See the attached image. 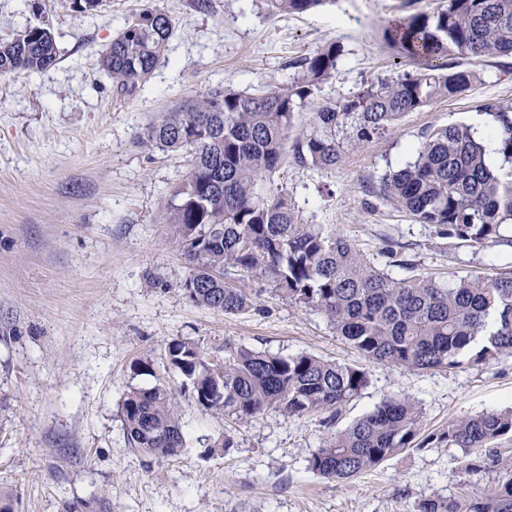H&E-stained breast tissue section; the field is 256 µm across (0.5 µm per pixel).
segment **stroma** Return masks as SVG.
<instances>
[{
    "mask_svg": "<svg viewBox=\"0 0 512 512\" xmlns=\"http://www.w3.org/2000/svg\"><path fill=\"white\" fill-rule=\"evenodd\" d=\"M153 0H112L96 14L70 0H42L59 63L0 81V487L16 512H64L109 501L112 512H414L424 497L454 498L512 477V441L501 465L458 471L456 448L408 450L359 478L323 479L306 460L327 433L322 417L266 413L231 426L195 401L170 369L169 344L187 338L211 355L228 340L283 355L310 353L346 364L360 356L320 313L280 300L242 275L253 306L227 315L192 301L181 250L161 209L191 164L188 152L141 144L159 112L218 85L237 90L288 82L329 41L344 56L321 98L415 71L381 40L386 20L434 0H337L300 15H268L260 0H162L175 33L145 84L120 94L100 68L105 46ZM488 103L512 107V58H486L465 93L408 113L385 137L335 169L288 162L276 176L304 223L325 224L367 257L400 245L421 274L496 275L512 249L480 250L415 223L379 192V178L410 158L422 131L475 123ZM147 358L153 375H134ZM370 384L339 426L382 399L419 400L423 433L448 420L512 405V356L489 366L419 372L366 365ZM162 379L175 392L185 446L150 458L129 448L120 417L126 393ZM232 433L238 445L215 448Z\"/></svg>",
    "mask_w": 512,
    "mask_h": 512,
    "instance_id": "stroma-1",
    "label": "stroma"
}]
</instances>
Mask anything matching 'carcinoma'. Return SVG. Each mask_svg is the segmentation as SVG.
<instances>
[{
	"mask_svg": "<svg viewBox=\"0 0 512 512\" xmlns=\"http://www.w3.org/2000/svg\"><path fill=\"white\" fill-rule=\"evenodd\" d=\"M326 2L263 0L271 15L303 14ZM107 6V0H71L83 13ZM173 33L168 11H140L102 51V70L118 91L134 90ZM382 38L416 63V72L319 102L291 145L295 113L336 74L344 53L336 41L304 59L300 76L286 85L252 93L217 87L157 113L140 128V141L192 156L162 215L190 266L184 290L200 306L238 314L252 300L237 286V276L250 274L288 303L325 316L368 362L426 372L490 365L512 355V269L445 281L415 274V264L392 247L382 253L380 268L343 235L303 223L287 188L275 181L290 151L298 164L334 169L407 113L481 81L477 63L512 55V0H437L427 12L387 21ZM450 56L458 62L448 63ZM58 59L43 19L0 42V80L40 74ZM483 111L497 162L473 127L451 123L421 135L413 158L380 178L381 194L416 223L432 224L472 247H512V110L488 103ZM391 268L409 276L395 277ZM167 357L201 407L235 424L272 411L322 414L332 427L342 407L370 384L368 371L358 365L307 353L273 354L234 341L225 342L224 357L215 358L198 343L178 339ZM121 415L128 445L143 455L171 457L183 448L176 396L166 384L130 389ZM422 418L415 398L387 399L329 434L307 469L327 480H348L431 444L461 449L459 470L469 473L497 466L495 444L512 437V407L450 420L423 438ZM416 512H512V479L454 499L429 496L418 501Z\"/></svg>",
	"mask_w": 512,
	"mask_h": 512,
	"instance_id": "cac0c4a2",
	"label": "carcinoma"
}]
</instances>
